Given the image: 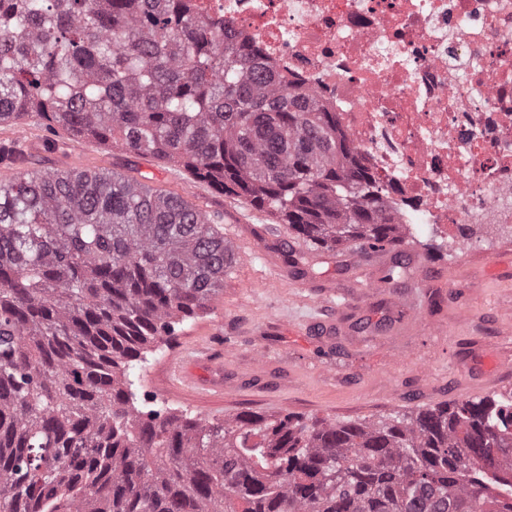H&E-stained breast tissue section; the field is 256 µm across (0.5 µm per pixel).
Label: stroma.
<instances>
[{"label":"stroma","instance_id":"1","mask_svg":"<svg viewBox=\"0 0 512 512\" xmlns=\"http://www.w3.org/2000/svg\"><path fill=\"white\" fill-rule=\"evenodd\" d=\"M48 137L55 152L42 148ZM5 141L22 143L28 167H114L220 216L234 250L223 292L136 369L139 394L173 412L354 421L512 392V371L497 362L512 353L510 232L465 247L417 235L364 261L357 248L314 247L249 199L121 146L20 123L0 125ZM289 252L301 268L286 264ZM398 262L404 275L386 280ZM328 319L335 331L321 334Z\"/></svg>","mask_w":512,"mask_h":512}]
</instances>
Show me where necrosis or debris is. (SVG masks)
Masks as SVG:
<instances>
[{
	"mask_svg": "<svg viewBox=\"0 0 512 512\" xmlns=\"http://www.w3.org/2000/svg\"><path fill=\"white\" fill-rule=\"evenodd\" d=\"M334 112L414 233L512 228V0H187Z\"/></svg>",
	"mask_w": 512,
	"mask_h": 512,
	"instance_id": "4bbe7bcc",
	"label": "necrosis or debris"
}]
</instances>
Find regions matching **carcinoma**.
Returning a JSON list of instances; mask_svg holds the SVG:
<instances>
[{"mask_svg": "<svg viewBox=\"0 0 512 512\" xmlns=\"http://www.w3.org/2000/svg\"><path fill=\"white\" fill-rule=\"evenodd\" d=\"M22 120L180 163L318 248L406 242L336 114L183 0L0 3ZM232 256L219 217L113 170L0 180V512H512V395L359 422L137 406L134 362Z\"/></svg>", "mask_w": 512, "mask_h": 512, "instance_id": "cac0c4a2", "label": "carcinoma"}]
</instances>
